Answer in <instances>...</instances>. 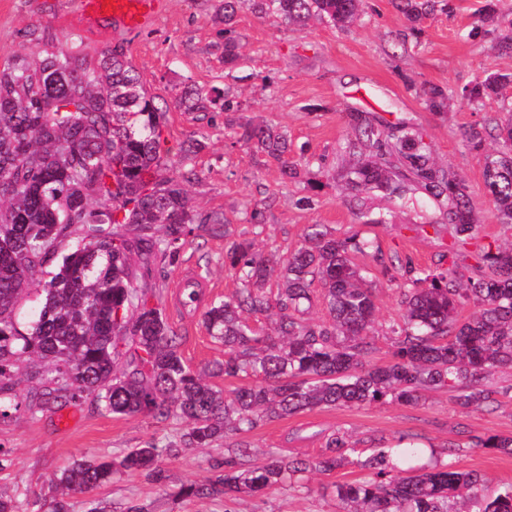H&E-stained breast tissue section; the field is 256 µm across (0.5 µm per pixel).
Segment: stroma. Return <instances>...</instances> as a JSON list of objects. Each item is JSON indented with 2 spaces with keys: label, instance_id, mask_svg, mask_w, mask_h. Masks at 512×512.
Returning <instances> with one entry per match:
<instances>
[{
  "label": "stroma",
  "instance_id": "obj_1",
  "mask_svg": "<svg viewBox=\"0 0 512 512\" xmlns=\"http://www.w3.org/2000/svg\"><path fill=\"white\" fill-rule=\"evenodd\" d=\"M81 2L0 0V64L30 51L24 33L32 28L48 29L57 43L81 49L91 61L105 48L122 45L145 88L169 108L163 129L166 148L177 154L191 141L204 144L192 160L200 178L187 187L189 205L198 217L222 214L256 248L283 257L301 244L311 224L329 225L340 235L357 230L375 238L384 257L393 260L392 268L382 270L369 256L354 258L367 272L377 307L374 364L391 358L390 328L401 315L395 285L400 264L435 268L451 237L429 202L413 207L375 197L370 206L391 212V223L358 224V204L335 178L346 161L342 146L351 113L376 112L420 129L435 160L465 177L483 241L495 247L512 244V225L499 223L483 179L486 158L498 146L501 101H488L475 110L452 100L447 111L434 112L422 100L426 84L457 90L488 70L512 73V55L499 53L492 37L471 33L484 0H451L450 13L437 12L420 21L417 39L409 37L410 23L391 0H367L358 21L345 30L318 21L301 29L275 14L256 11L245 0L233 24L240 60L231 70L224 67V26L217 19L222 0H155L148 26L138 32L107 20L89 21ZM189 82L206 90L223 89L226 98L241 103V110L204 117L183 111L177 102ZM473 124L487 128L479 149L469 148L464 139ZM243 125L287 133L292 156L309 164V172L301 173L298 181H284L276 161L235 143ZM305 197L312 198V206L302 205ZM257 204L264 211L259 226L250 222ZM224 245L223 234L202 227L175 264L157 262L137 281L160 297L170 326L182 338L183 357L199 370L224 358L223 344L203 324L207 307L231 297L237 287L224 266ZM190 279L198 292L193 303L184 295ZM492 385L497 401L483 409L462 408L449 392L427 391L416 405L388 401L316 408L264 423L250 439L259 451L278 448L317 460L326 455V441L336 432L366 453L403 435L418 437L424 447L454 443L462 467L479 474L485 493L492 494L512 483V453L478 448L474 442L491 435L512 437V374L495 375ZM62 417L68 418V427L59 426ZM179 436L176 421L112 416L89 397L50 410L23 408L0 418V451L8 458L0 469V491L13 495L22 512H36V497L52 493L56 475L70 461L109 458ZM223 454L220 443L188 449L168 460L165 485L128 473L99 489L96 497L109 507L133 499L150 501L154 512H341L336 484L367 474L353 460L332 471L311 473L304 487H283L264 496H170L171 488L212 476L211 465Z\"/></svg>",
  "mask_w": 512,
  "mask_h": 512
}]
</instances>
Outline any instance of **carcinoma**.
Returning <instances> with one entry per match:
<instances>
[{"label": "carcinoma", "mask_w": 512, "mask_h": 512, "mask_svg": "<svg viewBox=\"0 0 512 512\" xmlns=\"http://www.w3.org/2000/svg\"><path fill=\"white\" fill-rule=\"evenodd\" d=\"M241 0H224V65L239 59L229 36ZM416 23L448 10V0H394ZM361 0H256L290 23L316 18L343 30L359 16ZM482 22L496 32L512 20L486 0ZM33 55L0 65V394L9 390L12 368L38 358L35 371L40 406L95 398L101 411L145 414L159 422L187 423L176 443L152 441L119 458H91L64 468L44 512H70L71 494H90L126 472L163 479V462L191 448L224 442L219 474L202 484L181 486L174 497H222L228 491L265 494L298 484L315 471H331L356 452L346 436L331 435L332 455L321 460L290 457L276 449L255 462L249 434L261 423L317 407L371 405L388 399L414 405L425 390H448L464 408L496 402L487 380L512 370V246L481 242L473 224V201L465 180L438 165L418 129L386 122L371 112L353 115L345 142L352 165L341 175L355 192H381L411 200L419 191L443 210L453 243L437 267H404L397 282L403 314L391 326V360L370 366L376 305L364 269L352 255L373 242L357 233L337 236L325 224L307 227L304 244L280 259L253 250L247 241L224 249V266L239 287L228 300L203 314L210 336L224 343V361L212 374L243 376L252 384L233 397L209 383L180 352L181 337L163 308L149 303L134 284L132 260L148 267L174 263L194 235V225L224 227L222 215L198 218L185 185L199 179L188 154L173 159L162 147L167 110L141 83L136 68L117 45L90 65L74 47L57 46L44 30L26 33ZM512 74L488 71L460 90L422 89L427 107L443 111L448 99L475 106L498 96ZM186 112L234 109L224 92L187 88L179 101ZM502 148L487 158L483 178L499 222L512 224V123L499 125ZM240 140L278 161L283 174L297 175L288 157L287 134L245 127ZM77 245L61 256L57 270L35 281L53 260L56 244ZM474 260L465 276L462 261ZM273 277L281 285L267 292ZM323 290L328 319L308 323L302 307L312 305L314 282ZM38 305L29 326L18 328L31 292ZM479 308L459 318L467 305ZM277 316L271 333L250 318ZM134 346L129 354L124 347ZM475 446L512 453V437L489 436ZM420 448L412 436L380 446L362 462L368 478L336 485L344 512H512V484L483 494L478 474L466 470L446 447L432 451L420 468L408 466Z\"/></svg>", "instance_id": "cac0c4a2"}]
</instances>
